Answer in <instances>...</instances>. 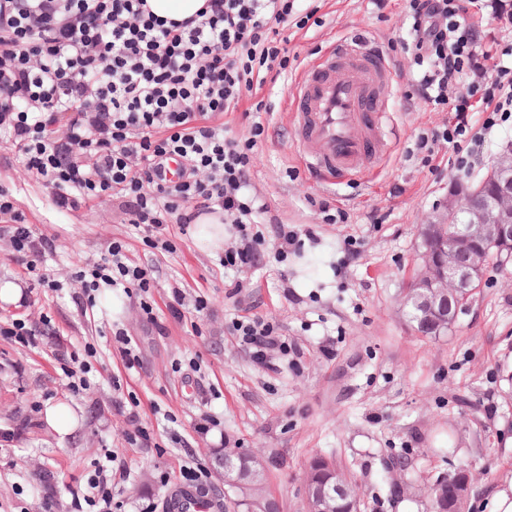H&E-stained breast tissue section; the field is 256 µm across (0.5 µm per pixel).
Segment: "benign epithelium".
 I'll list each match as a JSON object with an SVG mask.
<instances>
[{
	"instance_id": "7a95c632",
	"label": "benign epithelium",
	"mask_w": 512,
	"mask_h": 512,
	"mask_svg": "<svg viewBox=\"0 0 512 512\" xmlns=\"http://www.w3.org/2000/svg\"><path fill=\"white\" fill-rule=\"evenodd\" d=\"M454 224V233L448 225ZM423 268L411 282L405 304L414 310L429 308L448 314L452 297L467 292L483 278L488 258L479 248L468 265L456 260L457 253L478 242L497 247L492 254L504 266L512 260V145L496 158L481 180L462 187L456 181L448 185V202L442 211L425 217L420 227Z\"/></svg>"
}]
</instances>
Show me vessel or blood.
<instances>
[{"mask_svg":"<svg viewBox=\"0 0 512 512\" xmlns=\"http://www.w3.org/2000/svg\"><path fill=\"white\" fill-rule=\"evenodd\" d=\"M393 86L389 62L358 39L336 42L304 68L290 96L294 142L321 181L356 177L383 157ZM166 507L168 512H213L215 504L175 489Z\"/></svg>","mask_w":512,"mask_h":512,"instance_id":"vessel-or-blood-1","label":"vessel or blood"}]
</instances>
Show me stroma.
<instances>
[{
    "label": "stroma",
    "instance_id": "obj_1",
    "mask_svg": "<svg viewBox=\"0 0 512 512\" xmlns=\"http://www.w3.org/2000/svg\"><path fill=\"white\" fill-rule=\"evenodd\" d=\"M323 26L289 28L288 75L261 92L271 114L250 172L252 187L273 214L297 234L276 261L275 227L262 225L266 264L227 269L221 253L201 251L191 229L173 224L174 253L147 247L128 224L121 200H93L76 210L56 207L41 178L19 161L0 133V191L27 224L49 238L42 270L58 290L38 285L9 258L8 227L0 222V281L22 283L17 305H0V321L19 319L36 337L31 346L0 337V512H76L105 452L129 468L116 500L122 512H164L184 465L211 470L206 493L224 500L214 459L225 443L276 451L267 486L281 512H304L305 468L315 455L332 456L360 487V512H430L427 484L458 465L474 474L466 512H492L495 495L512 488V262L488 265L482 284L448 333L415 331L401 298L421 263L419 227L448 195V183L474 182L512 142V118L482 131L484 154L475 165H449L454 149L438 145V159L409 157L418 133L441 126L435 112L410 91L411 59L393 39L407 23V0H324ZM364 36L392 63L390 149L363 176L324 187L295 149L287 94L300 72L333 42ZM345 213L328 224L320 202ZM122 239L129 259L145 265L153 286V319L123 289L101 287L85 312L75 272ZM184 304L172 314L173 289ZM208 308L196 313V297ZM243 316L273 322L288 348L270 350L267 364L231 334ZM126 330L139 364L126 369L112 333ZM94 343L91 388L73 393L61 371L70 354ZM120 388H113L112 377ZM137 420H129L131 400ZM74 409L78 427L59 437L45 424L46 405ZM220 422L197 433L203 415ZM149 445L126 440L136 428ZM408 454L409 488L389 491L390 457ZM54 473L52 494L39 478Z\"/></svg>",
    "mask_w": 512,
    "mask_h": 512
}]
</instances>
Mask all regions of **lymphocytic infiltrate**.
<instances>
[{"label": "lymphocytic infiltrate", "instance_id": "1", "mask_svg": "<svg viewBox=\"0 0 512 512\" xmlns=\"http://www.w3.org/2000/svg\"><path fill=\"white\" fill-rule=\"evenodd\" d=\"M296 2L207 0L196 16L175 22L152 14L146 0H0V129L59 208L121 197L130 223L166 252L161 233L169 221L186 225L219 211L237 229L225 266L257 265L264 239L252 227L270 209L250 188V168L265 123L253 113L248 135L239 137L211 118L240 111L287 73L285 32L310 21ZM408 2L414 92L452 115L415 146L430 154L438 142L469 135L467 155L455 158L468 166L483 149L471 112L484 113L486 130L512 112V48H482L480 31L459 18L473 7L512 25V11L506 0ZM455 84L464 92L449 96ZM174 156L182 172L170 182L164 165ZM0 221L11 226L15 260L37 272L51 240L2 192ZM124 250L112 241L108 261L80 271L85 292L103 283L148 292V268L125 262ZM232 334L259 362L283 344L277 327L256 317L233 321Z\"/></svg>", "mask_w": 512, "mask_h": 512}]
</instances>
